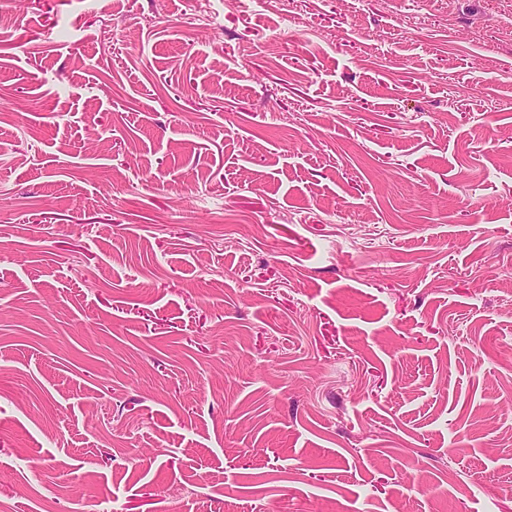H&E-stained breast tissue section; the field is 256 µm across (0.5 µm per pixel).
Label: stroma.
<instances>
[{"label": "stroma", "instance_id": "35a3bbf8", "mask_svg": "<svg viewBox=\"0 0 512 512\" xmlns=\"http://www.w3.org/2000/svg\"><path fill=\"white\" fill-rule=\"evenodd\" d=\"M0 512H512V0H0Z\"/></svg>", "mask_w": 512, "mask_h": 512}]
</instances>
